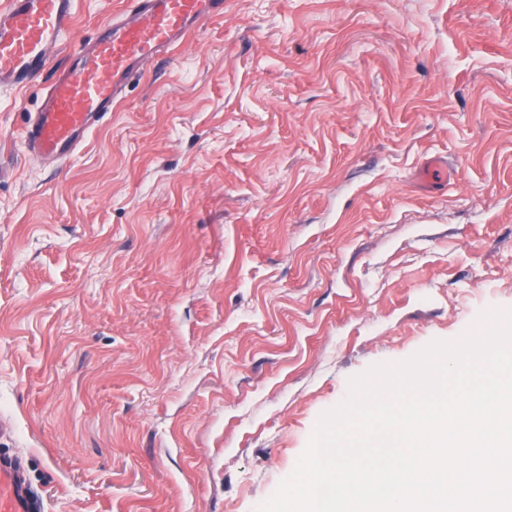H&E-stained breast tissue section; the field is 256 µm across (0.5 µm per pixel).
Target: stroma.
<instances>
[{
  "label": "stroma",
  "instance_id": "35a3bbf8",
  "mask_svg": "<svg viewBox=\"0 0 512 512\" xmlns=\"http://www.w3.org/2000/svg\"><path fill=\"white\" fill-rule=\"evenodd\" d=\"M0 89V457L34 512H257L351 377L512 310V0H224L63 161Z\"/></svg>",
  "mask_w": 512,
  "mask_h": 512
}]
</instances>
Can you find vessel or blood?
I'll list each match as a JSON object with an SVG mask.
<instances>
[{"label": "vessel or blood", "mask_w": 512, "mask_h": 512, "mask_svg": "<svg viewBox=\"0 0 512 512\" xmlns=\"http://www.w3.org/2000/svg\"><path fill=\"white\" fill-rule=\"evenodd\" d=\"M74 0H0V87L22 89L44 70L51 50L74 25ZM78 54V67L55 82L25 142L62 159L82 141L92 119L111 112L118 92L145 63L173 49L199 23L222 17L224 0H126ZM0 512H31L12 463L0 462Z\"/></svg>", "instance_id": "1"}]
</instances>
